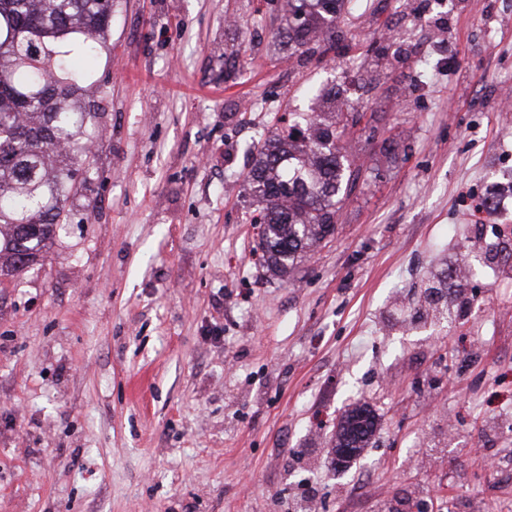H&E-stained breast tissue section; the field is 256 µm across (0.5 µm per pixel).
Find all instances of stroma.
Returning a JSON list of instances; mask_svg holds the SVG:
<instances>
[{"mask_svg":"<svg viewBox=\"0 0 512 512\" xmlns=\"http://www.w3.org/2000/svg\"><path fill=\"white\" fill-rule=\"evenodd\" d=\"M115 0L75 61L97 137L42 262L0 283V512H512V0ZM354 106L361 177L284 278L242 178ZM464 257L471 312L413 323ZM379 417L336 471L339 412ZM325 25H327V22L324 17L310 15L304 19V26L295 31L296 38L301 45H310L312 42L316 45L324 40L323 36L327 30L324 29Z\"/></svg>","mask_w":512,"mask_h":512,"instance_id":"1","label":"stroma"}]
</instances>
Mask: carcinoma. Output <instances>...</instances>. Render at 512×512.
I'll use <instances>...</instances> for the list:
<instances>
[{"instance_id": "carcinoma-1", "label": "carcinoma", "mask_w": 512, "mask_h": 512, "mask_svg": "<svg viewBox=\"0 0 512 512\" xmlns=\"http://www.w3.org/2000/svg\"><path fill=\"white\" fill-rule=\"evenodd\" d=\"M114 0H0V278L33 268L66 223V204L85 168L95 113L78 99L69 34L85 41L106 34ZM326 19L311 15L295 32L302 45L323 40ZM356 112H291L287 133L256 147L244 180L263 204L252 223L261 225L258 247L269 270L284 276L299 258L335 229L342 197L357 184L339 145ZM439 286L424 301L438 315L451 310L458 287L453 270L437 275ZM366 403L342 413L334 447L365 448L377 429Z\"/></svg>"}]
</instances>
